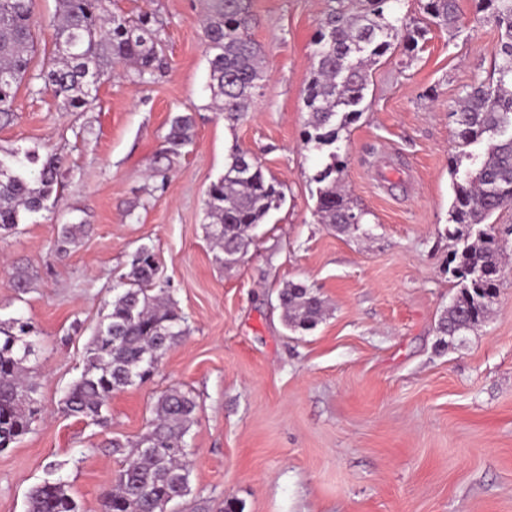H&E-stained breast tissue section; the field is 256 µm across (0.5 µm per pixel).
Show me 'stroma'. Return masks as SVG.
<instances>
[{
  "mask_svg": "<svg viewBox=\"0 0 512 512\" xmlns=\"http://www.w3.org/2000/svg\"><path fill=\"white\" fill-rule=\"evenodd\" d=\"M455 33L431 28L414 56L395 49L372 66L359 119L340 135L349 194L365 212L342 233L316 223L312 177L325 155L304 146V90L314 38L330 0H252V38L265 77L238 122L214 109L200 22L207 0H112V11L155 14L162 67L139 79L119 64L91 107L69 110L37 75L53 48L56 0H36L31 76L0 153L61 157L58 201L0 235V320L35 328L27 366L42 412L0 452V512H26L50 465L80 512H101L124 458L109 442L136 441L158 396L196 398L187 442L191 492L173 512H512V270L486 320L441 342L438 321L458 286L447 273L452 167L485 143L458 148L450 106L493 67L499 32L458 0ZM192 144L166 176L154 158L178 113ZM253 152L285 199L227 268L207 238L204 200L232 147ZM63 224L85 232L63 256ZM148 247L187 319L188 334L147 382L113 394L103 423L65 415L112 287ZM27 268L25 294L10 286ZM302 281L324 300L310 331L287 329L277 300Z\"/></svg>",
  "mask_w": 512,
  "mask_h": 512,
  "instance_id": "35a3bbf8",
  "label": "stroma"
}]
</instances>
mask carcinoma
Wrapping results in <instances>:
<instances>
[{
	"mask_svg": "<svg viewBox=\"0 0 512 512\" xmlns=\"http://www.w3.org/2000/svg\"><path fill=\"white\" fill-rule=\"evenodd\" d=\"M53 22L52 57L46 71L36 75L54 94L79 111L90 105L99 84L110 78L112 65L130 63L139 78L162 65L158 29L153 14L131 19L112 12V0H57ZM332 6L319 24L314 41L311 77L305 89L309 119L303 131L307 145L335 146L329 162L313 177L319 184L314 213L319 224L341 232L358 227L363 212L345 190L346 157L336 143L340 133L363 112L369 66L395 49L401 39L409 53L418 47L427 27L401 16L399 0H330ZM476 20L499 30L490 77H476L450 109L462 145L469 146L490 133L494 139L477 166L454 183L449 222L451 236L463 242L448 260V275L461 285L438 325L451 338L482 323L496 296L506 247L492 226L472 229L493 213L512 205V0H474ZM35 0H0V122L13 118L17 86L26 78L33 51ZM424 13L434 25L454 30L457 0H424ZM254 21L251 0H208L204 19L208 87L217 109L230 121L246 111L262 80V49L251 37ZM194 136L189 113L174 115L159 150L154 171L165 175L173 158ZM31 151L0 155V231L17 229L21 215L46 207L60 185V161L51 156L37 173ZM282 185L263 171L259 160L237 146L228 154L224 175L212 183L205 199L207 236L226 267L244 260L252 232L278 207ZM83 224L61 225L55 249L68 253L84 232ZM17 293L29 288L23 267L10 276ZM111 310L97 328L87 350L80 377L67 389L61 410L94 423L113 394L149 380L162 359L187 333L186 318L177 309L168 285L158 279L154 252L138 249L130 269L113 286ZM287 325L308 331L322 319L324 302L313 288L290 281L278 291ZM28 321L14 318L0 324V450L20 441L39 413L36 388L28 380L27 357L32 344ZM197 403L192 392L171 388L155 402L147 431L132 444L110 440L113 453L126 459L102 502V512H166L167 505L189 494L192 461L185 437L196 423ZM130 448L124 453V448ZM27 512H79L62 479L46 480L28 496Z\"/></svg>",
	"mask_w": 512,
	"mask_h": 512,
	"instance_id": "cac0c4a2",
	"label": "carcinoma"
}]
</instances>
